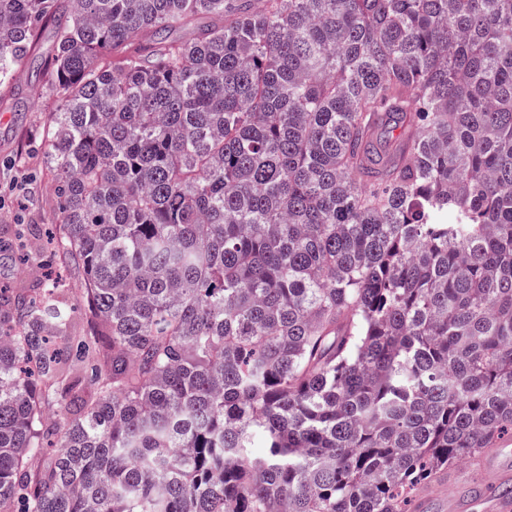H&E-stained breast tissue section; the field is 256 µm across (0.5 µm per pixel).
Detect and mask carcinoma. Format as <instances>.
I'll use <instances>...</instances> for the list:
<instances>
[{
    "instance_id": "cac0c4a2",
    "label": "carcinoma",
    "mask_w": 512,
    "mask_h": 512,
    "mask_svg": "<svg viewBox=\"0 0 512 512\" xmlns=\"http://www.w3.org/2000/svg\"><path fill=\"white\" fill-rule=\"evenodd\" d=\"M44 28L89 332L0 287V512H408L512 434V0H0L1 89Z\"/></svg>"
}]
</instances>
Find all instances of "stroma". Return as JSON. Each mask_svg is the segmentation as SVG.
Here are the masks:
<instances>
[{
  "label": "stroma",
  "instance_id": "obj_1",
  "mask_svg": "<svg viewBox=\"0 0 512 512\" xmlns=\"http://www.w3.org/2000/svg\"><path fill=\"white\" fill-rule=\"evenodd\" d=\"M39 64L19 71L7 95H0V239L16 225L36 227L45 239L59 222L54 183L45 170L48 143L43 129L54 99Z\"/></svg>",
  "mask_w": 512,
  "mask_h": 512
}]
</instances>
